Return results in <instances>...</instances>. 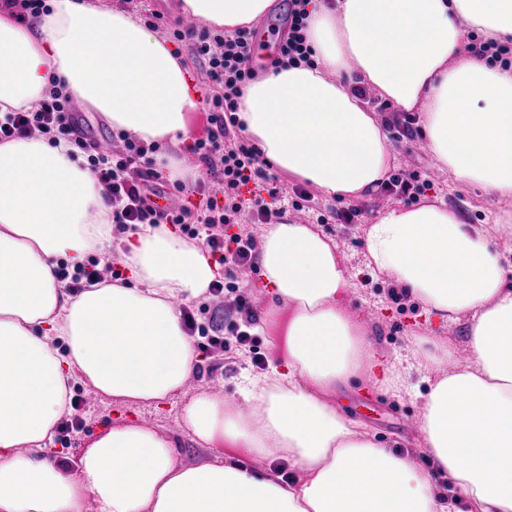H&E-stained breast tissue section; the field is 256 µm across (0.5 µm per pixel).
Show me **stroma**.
<instances>
[{"instance_id": "stroma-1", "label": "stroma", "mask_w": 512, "mask_h": 512, "mask_svg": "<svg viewBox=\"0 0 512 512\" xmlns=\"http://www.w3.org/2000/svg\"><path fill=\"white\" fill-rule=\"evenodd\" d=\"M390 138L395 148V169L429 171L431 186L421 200L425 203L445 205L457 211L463 223L487 224L492 216L512 212V202L499 201L485 196L479 189L466 185H449L448 176L441 172L438 161L431 153H420L414 148L415 139L423 133L422 123L411 129L398 126L390 128ZM312 200L307 209L289 210V219L305 224L318 222L319 216H328L331 210L354 205L361 208L357 223L339 224L330 221L323 225V232L331 237L344 257V267L353 284L352 306L363 307L371 320V340L386 358L406 356L415 342L429 340L445 342L454 350L455 364L466 361L467 322L459 320L445 324L426 313L423 305L412 297L394 299L390 293L394 282L375 276L367 266L363 243L366 224L372 223L377 214L391 205V198L382 191L347 201L326 198L317 187H310ZM252 353L237 343H228L221 362L199 360L197 369L188 380L183 392L161 404L130 407L127 403L104 395H92L81 381H73V393L87 397L89 403L83 414L85 426L76 436L66 441H54L49 449L52 456L62 458L69 468H76L90 442L113 425L136 420L142 425L168 435L176 450L178 460L195 466L207 459L210 450L199 442L183 421V410L191 399L210 394L213 386L222 385L226 398L239 399V386L245 376L255 375ZM413 394L396 395L362 384L334 397L336 405L346 414L360 420L375 434L377 440L393 450L411 456L417 464L431 467L429 455L419 431L410 428L408 419L423 412V393L429 387L428 373L416 370L406 375Z\"/></svg>"}]
</instances>
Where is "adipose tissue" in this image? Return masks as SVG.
<instances>
[{
    "label": "adipose tissue",
    "instance_id": "adipose-tissue-1",
    "mask_svg": "<svg viewBox=\"0 0 512 512\" xmlns=\"http://www.w3.org/2000/svg\"><path fill=\"white\" fill-rule=\"evenodd\" d=\"M273 0H183L204 27L233 30ZM32 28L0 11V112L34 109L49 75L113 128L151 142L188 139L199 106L166 40L130 12L47 0ZM512 44V0H318L311 63L269 69L241 98L244 135L264 161L329 198L375 190L395 161L384 123L351 87L420 112L448 179L512 199V68L462 51L467 28ZM99 41H87L89 33ZM112 215L83 155L43 136L0 144V512H448L446 474L467 512H512V265L503 224H465L443 205H393L364 230L373 274L394 278L444 322L468 319L469 359L443 371L447 346L413 349L437 371L420 423L428 470L379 443L331 394L356 380L402 392L380 360L334 241L283 220L260 236L261 288L284 351L247 379L240 401L195 397L184 411L211 446L181 464L172 440L137 422L113 426L78 469L46 455L71 382L130 404L164 401L193 375L197 352L175 300L205 297L215 264L167 225H139L123 255L131 283L71 295L54 276L112 246ZM257 458L287 460L283 480Z\"/></svg>",
    "mask_w": 512,
    "mask_h": 512
}]
</instances>
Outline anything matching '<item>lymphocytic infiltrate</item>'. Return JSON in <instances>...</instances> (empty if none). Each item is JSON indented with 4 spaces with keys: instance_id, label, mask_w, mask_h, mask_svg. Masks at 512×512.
Wrapping results in <instances>:
<instances>
[{
    "instance_id": "lymphocytic-infiltrate-1",
    "label": "lymphocytic infiltrate",
    "mask_w": 512,
    "mask_h": 512,
    "mask_svg": "<svg viewBox=\"0 0 512 512\" xmlns=\"http://www.w3.org/2000/svg\"><path fill=\"white\" fill-rule=\"evenodd\" d=\"M308 4L309 0H288V32L278 42L276 61L310 59ZM171 36L191 45L212 89L206 97L207 125L190 147L205 171L204 177L187 182L165 178L155 166L157 145L125 131L112 135L120 144L118 151H100L95 140L81 132L74 116V101L56 81L51 82L37 109L0 115V143L35 135L68 139L85 153L117 231L140 224H172L187 238L201 243L224 269L223 277L214 280L208 289L211 298L220 302L219 315L202 325L193 310L184 306L180 309L182 326L188 335L201 337L203 356L222 353L225 341L231 338L255 351L259 339L252 328L257 318L247 297L239 293L236 278L242 268L253 266L257 242L253 235H232L228 229L246 212L257 224L278 222L282 211L276 203L284 195H292L291 205L297 210L310 201L311 195L298 185L284 187L277 174L260 169L255 148L238 135L239 98L243 87L257 76L256 70L246 65L253 49L251 31L240 27L214 35L177 26ZM255 179L265 182L266 196L244 198L243 187ZM189 194L199 195L198 204H185ZM253 362L261 368L265 358L255 351Z\"/></svg>"
}]
</instances>
